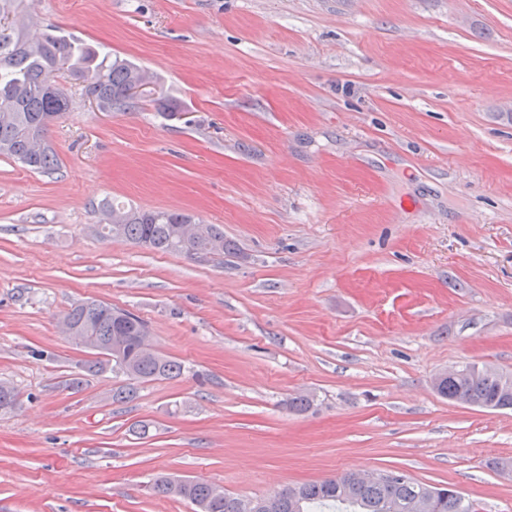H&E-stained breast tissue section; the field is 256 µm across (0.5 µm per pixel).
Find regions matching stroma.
Listing matches in <instances>:
<instances>
[{
	"label": "stroma",
	"instance_id": "obj_1",
	"mask_svg": "<svg viewBox=\"0 0 512 512\" xmlns=\"http://www.w3.org/2000/svg\"><path fill=\"white\" fill-rule=\"evenodd\" d=\"M24 11L153 72L180 110L102 112L64 78L55 169L0 156V383L19 401L0 512H194L154 480L251 499L364 469L512 512L491 467L512 411L433 387L467 364L512 374V0ZM105 199L188 213L234 249L103 236ZM87 300L141 317L182 374L85 373L59 326Z\"/></svg>",
	"mask_w": 512,
	"mask_h": 512
}]
</instances>
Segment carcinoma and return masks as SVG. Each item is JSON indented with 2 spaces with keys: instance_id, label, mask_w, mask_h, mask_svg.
<instances>
[{
  "instance_id": "obj_1",
  "label": "carcinoma",
  "mask_w": 512,
  "mask_h": 512,
  "mask_svg": "<svg viewBox=\"0 0 512 512\" xmlns=\"http://www.w3.org/2000/svg\"><path fill=\"white\" fill-rule=\"evenodd\" d=\"M24 0H0V156L13 158L32 170L52 169L57 159L49 140L51 127L70 108L66 92L56 77L66 74L84 84L87 98L110 112L130 108L139 97L129 93L152 76L137 64L118 56L103 55L91 44L52 31L31 36L24 24ZM104 228L113 215L121 216L114 235L136 245L189 257L222 255L232 245L214 224H203L196 234L186 232L195 219L172 210L139 211L102 206ZM63 325L74 330L85 348L98 355H112L115 337H123L122 358L112 362L129 379L146 381L181 375L182 365L170 358L137 351L138 339L147 330L137 315L100 301L70 307ZM437 393L451 401L467 400L488 410L512 409V376L485 372L474 364L450 372ZM159 494L189 501L197 512H238L239 498L212 495L213 486L191 481L180 485L170 477L154 483ZM425 496L430 512H473L472 504L451 487L419 483L400 472H389L374 484L354 488L347 475L288 487L281 491L284 512H410V504Z\"/></svg>"
}]
</instances>
